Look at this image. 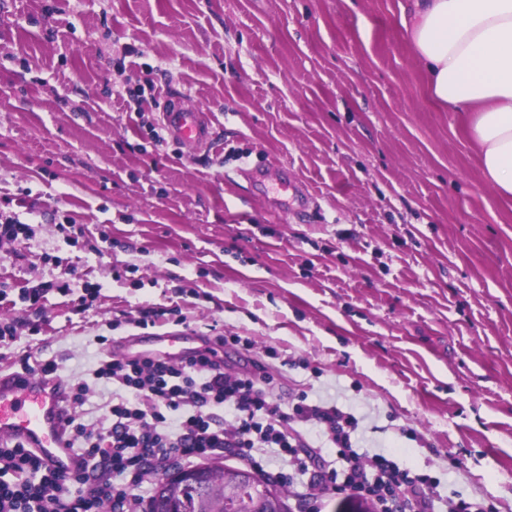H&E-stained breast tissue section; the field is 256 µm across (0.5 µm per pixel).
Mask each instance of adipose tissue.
I'll return each mask as SVG.
<instances>
[{
    "label": "adipose tissue",
    "instance_id": "obj_1",
    "mask_svg": "<svg viewBox=\"0 0 512 512\" xmlns=\"http://www.w3.org/2000/svg\"><path fill=\"white\" fill-rule=\"evenodd\" d=\"M401 16L434 100L470 113L486 180L512 196V0H407Z\"/></svg>",
    "mask_w": 512,
    "mask_h": 512
}]
</instances>
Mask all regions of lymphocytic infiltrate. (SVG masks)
Masks as SVG:
<instances>
[{
  "label": "lymphocytic infiltrate",
  "mask_w": 512,
  "mask_h": 512,
  "mask_svg": "<svg viewBox=\"0 0 512 512\" xmlns=\"http://www.w3.org/2000/svg\"><path fill=\"white\" fill-rule=\"evenodd\" d=\"M270 375L229 374L206 350L174 362L159 356L100 359L87 381L70 386L72 408L91 384L112 389L106 422L69 419L72 446L96 468L72 475L32 453L0 444V512H141L148 475L232 452L281 484H301L300 512H321L324 494L373 501L375 512H434L436 484L410 475L387 453L360 454L357 418L337 404L279 403ZM282 468L270 470V456Z\"/></svg>",
  "instance_id": "1"
}]
</instances>
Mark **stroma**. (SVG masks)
Instances as JSON below:
<instances>
[{"mask_svg": "<svg viewBox=\"0 0 512 512\" xmlns=\"http://www.w3.org/2000/svg\"><path fill=\"white\" fill-rule=\"evenodd\" d=\"M399 3L0 0V214L31 227L0 243V369L77 381L99 337L179 333L263 366L279 402L353 413L362 452L437 480L438 512H512V200L432 99ZM176 91L210 144L155 141ZM264 162L308 214L251 185Z\"/></svg>", "mask_w": 512, "mask_h": 512, "instance_id": "1", "label": "stroma"}]
</instances>
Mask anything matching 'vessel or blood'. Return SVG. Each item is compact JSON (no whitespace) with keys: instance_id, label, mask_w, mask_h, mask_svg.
Returning a JSON list of instances; mask_svg holds the SVG:
<instances>
[{"instance_id":"b4317fda","label":"vessel or blood","mask_w":512,"mask_h":512,"mask_svg":"<svg viewBox=\"0 0 512 512\" xmlns=\"http://www.w3.org/2000/svg\"><path fill=\"white\" fill-rule=\"evenodd\" d=\"M161 123L169 135L188 146L210 138L200 113L181 100L162 112ZM70 412L69 386L60 375L0 371V443L24 448L62 474L76 473L81 465L70 446Z\"/></svg>"}]
</instances>
